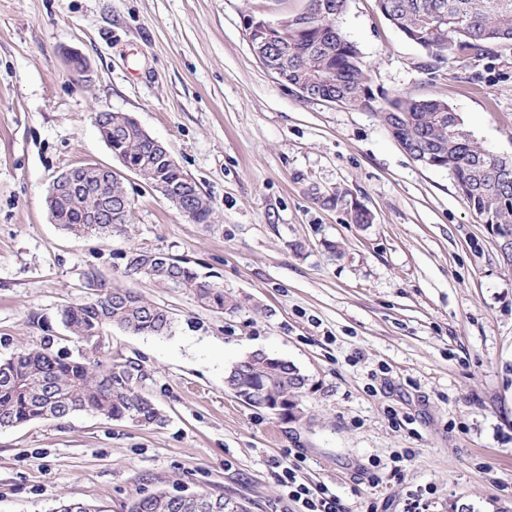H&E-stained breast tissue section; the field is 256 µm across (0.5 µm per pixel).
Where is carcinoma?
Here are the masks:
<instances>
[{"label":"carcinoma","mask_w":512,"mask_h":512,"mask_svg":"<svg viewBox=\"0 0 512 512\" xmlns=\"http://www.w3.org/2000/svg\"><path fill=\"white\" fill-rule=\"evenodd\" d=\"M316 2L309 0L303 24L288 29L287 48L278 56L285 83L304 86L317 79L322 82L324 97L374 109L369 75L357 47L337 24H329V19L315 10ZM379 8L398 31L438 62L481 56L492 45H512V0H379ZM377 112L389 118L403 116L429 148L448 154V172L459 196L480 221L490 224L498 243L506 237L512 239V180L501 181L495 154L483 148L473 134H458L463 122L446 102L406 93ZM103 135L112 154L148 187L163 183L182 196L187 219L196 224L210 221L208 199L178 164L160 161L156 140L130 114H110ZM72 176L87 187L52 206V215L66 234L82 237L93 233L106 239L128 222L132 205L122 179L112 178V218L96 224L92 211L98 204L88 196L95 181L93 172L75 170ZM155 255L148 249L131 248L126 264L139 269L141 278L189 292L206 309L235 312L240 308L231 293L200 274L190 261L171 256L168 262L157 263ZM61 323L67 340L80 346L77 355L58 346L60 337L44 336L36 346L0 360V429L63 419L81 410L138 426L165 421L162 411L141 391L145 379L142 365L119 353L109 358L93 344L98 331L114 327L135 335L166 336L174 324L167 309L131 288H106L88 302L64 306ZM226 379L228 388L244 403L262 408L280 401L285 409L281 419H302L305 379L290 362L268 353L254 354L235 362ZM129 512L180 509L170 494L160 492L133 500Z\"/></svg>","instance_id":"carcinoma-1"}]
</instances>
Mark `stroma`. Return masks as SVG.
Listing matches in <instances>:
<instances>
[{"label": "stroma", "instance_id": "1", "mask_svg": "<svg viewBox=\"0 0 512 512\" xmlns=\"http://www.w3.org/2000/svg\"><path fill=\"white\" fill-rule=\"evenodd\" d=\"M307 5L0 0V359L63 335L60 310L96 296L92 274L174 317L169 335L116 328L109 344L142 362L164 423L78 411L0 429V512L62 500L126 512L157 491L297 512L282 461L344 512H406L413 494L427 512H512V266L447 170L415 161L373 111L303 98L262 66L244 15ZM339 26L377 105L405 92L445 101L512 156V46L435 62L377 0H347ZM103 109L168 146L210 223L123 169L94 123ZM86 163L120 171L132 201L107 239L64 234L45 204L55 177ZM357 206L369 223L353 222ZM133 246L198 262L239 310L127 278ZM257 350L306 376L301 421L226 388Z\"/></svg>", "mask_w": 512, "mask_h": 512}]
</instances>
